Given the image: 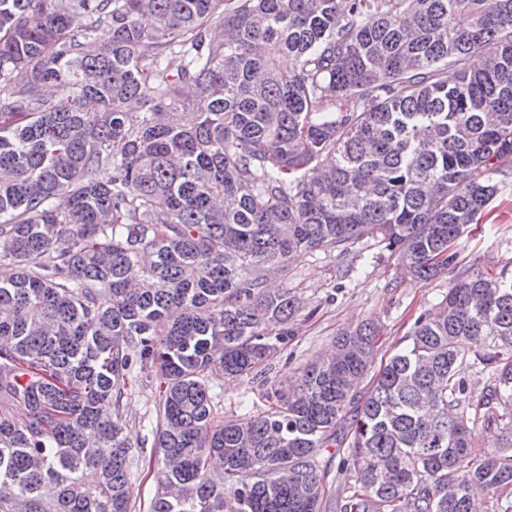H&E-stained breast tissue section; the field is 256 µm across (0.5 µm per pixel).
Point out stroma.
<instances>
[{"label": "stroma", "instance_id": "stroma-1", "mask_svg": "<svg viewBox=\"0 0 512 512\" xmlns=\"http://www.w3.org/2000/svg\"><path fill=\"white\" fill-rule=\"evenodd\" d=\"M459 267L501 269L512 264V180L501 187L487 218L464 239ZM454 277L420 281L402 274L396 260L382 245L363 240L348 252L317 251L299 258L287 277L268 281L271 289L297 288L303 307L294 319L292 334L271 361L266 381L241 378L217 380L215 391L224 405L225 418L245 422L263 409L264 383L286 382L308 360L330 350L336 333L365 320L382 324L377 344L379 362L405 343L415 319L437 304ZM156 370L138 372L123 398L121 420L133 446L151 450L156 427Z\"/></svg>", "mask_w": 512, "mask_h": 512}]
</instances>
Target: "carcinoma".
<instances>
[{"label":"carcinoma","mask_w":512,"mask_h":512,"mask_svg":"<svg viewBox=\"0 0 512 512\" xmlns=\"http://www.w3.org/2000/svg\"><path fill=\"white\" fill-rule=\"evenodd\" d=\"M509 164L512 0H0V512H132L137 364L148 512H322L329 447L342 512H512V269L458 271L377 371L365 321L245 424L213 392L302 307L262 272L371 239L432 280ZM132 375L135 381L132 386L129 385L128 393L123 398L121 420L130 443L135 448L143 447L148 457L155 449L152 446L158 401L156 387L160 382V375L154 368L140 373L138 366ZM337 448H325L322 459L324 464L331 469L328 477L329 485L332 483V492L327 495L325 500V509L323 512H340V504L345 496L348 495L347 485L344 482V476L337 472V466L342 454L336 455Z\"/></svg>","instance_id":"1"}]
</instances>
